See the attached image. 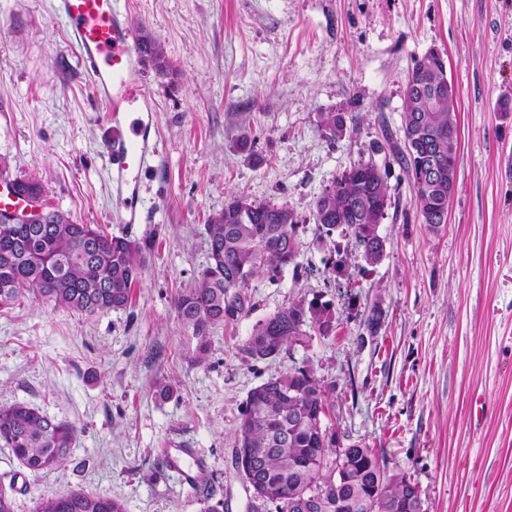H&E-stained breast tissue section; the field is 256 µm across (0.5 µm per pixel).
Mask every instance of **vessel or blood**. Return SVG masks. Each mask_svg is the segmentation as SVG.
Instances as JSON below:
<instances>
[{
  "label": "vessel or blood",
  "instance_id": "obj_1",
  "mask_svg": "<svg viewBox=\"0 0 512 512\" xmlns=\"http://www.w3.org/2000/svg\"><path fill=\"white\" fill-rule=\"evenodd\" d=\"M82 72L94 97L105 106L104 120L112 129L104 157L117 197L121 221H143L139 207L141 173L158 155L156 106L144 79L145 51L140 46L125 0H57ZM190 451L172 448L167 467L185 483L208 476L203 462L187 465Z\"/></svg>",
  "mask_w": 512,
  "mask_h": 512
}]
</instances>
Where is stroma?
I'll return each instance as SVG.
<instances>
[{"label": "stroma", "instance_id": "1", "mask_svg": "<svg viewBox=\"0 0 512 512\" xmlns=\"http://www.w3.org/2000/svg\"><path fill=\"white\" fill-rule=\"evenodd\" d=\"M54 5L0 0V168L40 181L77 223L135 240L146 265L123 309L88 315L30 294L0 308V406L78 430L45 473L0 444L15 512L77 489L126 512H205L168 471V448L207 464L230 512H277L238 474L235 430L250 390L294 368L327 387L341 447L379 452L426 512H512V0H129L171 65L143 70L160 144L140 224L117 221L102 157L112 130ZM432 49L459 95L457 184L435 230L394 155L408 73ZM323 112L352 115L353 130L325 138ZM369 161L391 196L375 264L314 220L336 176ZM232 195L292 209L299 256L251 281L252 311L212 328L199 365L172 300L207 265V226ZM300 300L325 305L332 332L252 359L257 322Z\"/></svg>", "mask_w": 512, "mask_h": 512}]
</instances>
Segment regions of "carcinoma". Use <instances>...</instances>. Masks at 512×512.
I'll use <instances>...</instances> for the list:
<instances>
[{
	"instance_id": "carcinoma-1",
	"label": "carcinoma",
	"mask_w": 512,
	"mask_h": 512,
	"mask_svg": "<svg viewBox=\"0 0 512 512\" xmlns=\"http://www.w3.org/2000/svg\"><path fill=\"white\" fill-rule=\"evenodd\" d=\"M156 70L169 71L161 45L140 38ZM448 81L446 69L424 55L414 60L405 90L404 148L397 151L409 178L418 217L437 227L446 223L455 190L459 146L458 95L422 100L421 83ZM344 112H322L318 129L330 140L349 131ZM436 165L435 181L423 179ZM372 162L355 165L336 177L315 202V223L330 234L348 231L369 264L378 263L384 239L380 220L391 205L384 179L373 177ZM18 193L44 196L34 178L14 179ZM43 212L17 224L0 223V307L32 294L58 307L85 314L123 309L145 267L140 245L108 235L94 224H78L42 203ZM296 218L284 205L230 197L224 211L207 225L209 262L194 287L174 299L176 317L194 345L193 359L205 362L209 332L235 323L253 308L247 288L237 280L276 273L295 263L299 246ZM332 329L323 306L297 301L259 321L246 342L255 360L279 355L307 335ZM328 392L302 368L270 378L247 397L236 430L235 464L253 496L276 504L278 512H425L417 485L404 474H390L372 448H346L328 462L336 432L325 425ZM77 429L24 403L0 408V441L28 471L62 465ZM34 512H125L118 499L84 490L36 501Z\"/></svg>"
}]
</instances>
